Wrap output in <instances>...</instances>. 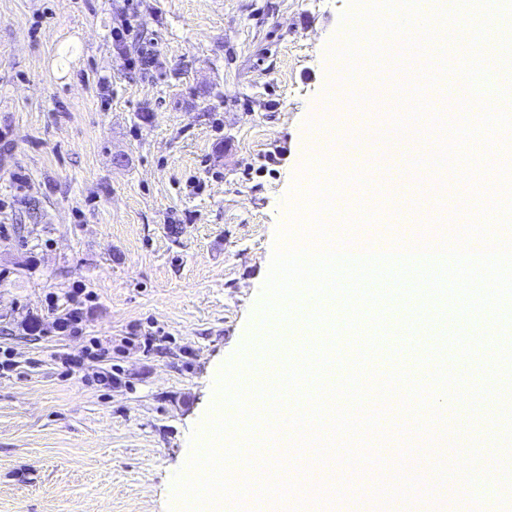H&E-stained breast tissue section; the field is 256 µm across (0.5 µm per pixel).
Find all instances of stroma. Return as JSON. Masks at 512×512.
<instances>
[{
	"label": "stroma",
	"instance_id": "stroma-1",
	"mask_svg": "<svg viewBox=\"0 0 512 512\" xmlns=\"http://www.w3.org/2000/svg\"><path fill=\"white\" fill-rule=\"evenodd\" d=\"M352 0H0V512H172L211 407L214 370L243 350L279 233L302 199L306 142ZM134 30L117 57L111 29ZM152 65L135 61L142 46ZM111 78L100 96L99 76ZM403 112L418 81L384 49L368 72ZM419 88V87H418ZM394 158L337 162L343 232L379 215L399 240L479 220L497 146L433 173L445 133L399 128ZM93 293L83 333L52 322ZM378 377L464 356L502 381L477 403L411 415L367 398L387 434L372 462L299 448L282 512H512V298L490 324L459 308L410 320L426 293L390 287ZM407 322L405 348L393 326ZM99 358L64 368L90 341ZM115 375L106 384L105 375Z\"/></svg>",
	"mask_w": 512,
	"mask_h": 512
}]
</instances>
